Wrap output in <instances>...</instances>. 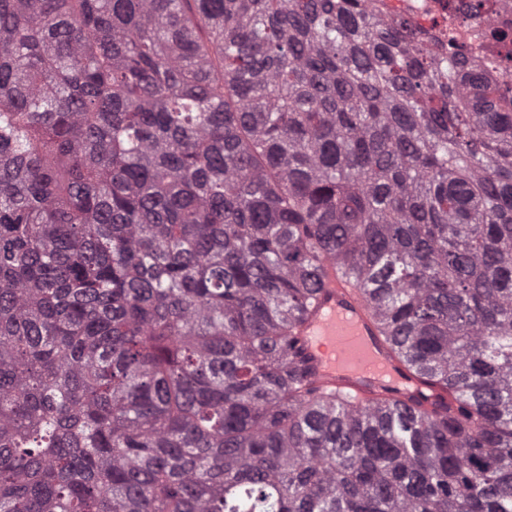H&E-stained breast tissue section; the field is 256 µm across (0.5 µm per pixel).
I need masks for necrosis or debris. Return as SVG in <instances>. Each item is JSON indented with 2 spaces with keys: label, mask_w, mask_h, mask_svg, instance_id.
Masks as SVG:
<instances>
[{
  "label": "necrosis or debris",
  "mask_w": 512,
  "mask_h": 512,
  "mask_svg": "<svg viewBox=\"0 0 512 512\" xmlns=\"http://www.w3.org/2000/svg\"><path fill=\"white\" fill-rule=\"evenodd\" d=\"M481 10H474V2ZM387 16L409 21L463 50L491 81L512 83V0H371Z\"/></svg>",
  "instance_id": "obj_1"
}]
</instances>
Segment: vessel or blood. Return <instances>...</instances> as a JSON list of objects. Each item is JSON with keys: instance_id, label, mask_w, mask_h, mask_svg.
Returning <instances> with one entry per match:
<instances>
[{"instance_id": "b4317fda", "label": "vessel or blood", "mask_w": 512, "mask_h": 512, "mask_svg": "<svg viewBox=\"0 0 512 512\" xmlns=\"http://www.w3.org/2000/svg\"><path fill=\"white\" fill-rule=\"evenodd\" d=\"M303 334L319 384L364 395L388 383L404 401L427 391L419 376L402 375L398 360L376 340L374 320L364 297L336 279L325 282L320 306L306 321Z\"/></svg>"}]
</instances>
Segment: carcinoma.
I'll list each match as a JSON object with an SVG mask.
<instances>
[{"mask_svg":"<svg viewBox=\"0 0 512 512\" xmlns=\"http://www.w3.org/2000/svg\"><path fill=\"white\" fill-rule=\"evenodd\" d=\"M331 271L436 402L316 385ZM0 512H512V86L369 0H0Z\"/></svg>","mask_w":512,"mask_h":512,"instance_id":"1","label":"carcinoma"}]
</instances>
